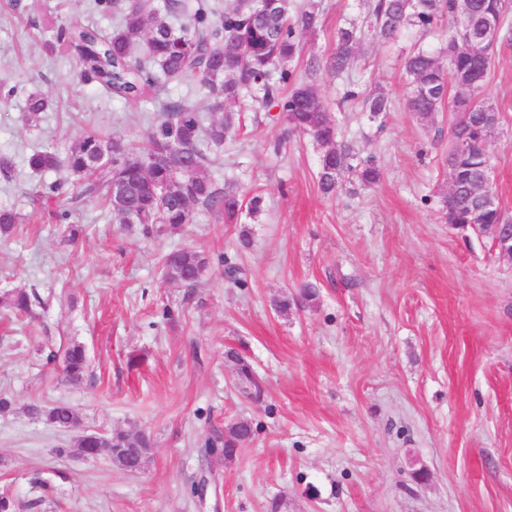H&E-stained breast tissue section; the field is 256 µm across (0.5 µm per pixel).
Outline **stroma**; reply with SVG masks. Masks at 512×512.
I'll return each mask as SVG.
<instances>
[{"mask_svg":"<svg viewBox=\"0 0 512 512\" xmlns=\"http://www.w3.org/2000/svg\"><path fill=\"white\" fill-rule=\"evenodd\" d=\"M319 3L302 41L326 56L364 2ZM53 22L116 24L105 2L0 0V158L12 165L0 207L21 216L0 238V292L31 300L26 315L0 305V396L11 401L0 412V494L12 512H268L275 500L279 512H512V259L442 218L448 115L428 124L404 106L401 58L417 34L365 41L348 79L318 81L342 140L374 156L376 184L323 196L311 139L272 152L277 108L249 112L211 149L210 171L261 196L260 215L227 224L201 213L178 234L147 237L95 200L54 223L49 186L70 175L33 173L29 155L88 132L141 143L170 99L217 114L184 81L112 99L80 77L71 51H47ZM349 83L383 89L391 112L338 111ZM489 92L503 115L488 145L493 188L512 214V46L497 53ZM33 93L49 101L35 123ZM179 248L213 260L196 286L164 274ZM307 283L315 299L296 304ZM73 343L90 363L79 383L45 360ZM241 359L261 399L240 384ZM57 402L74 408L77 429L46 421ZM242 419L254 431L247 447L230 460L205 454L207 438ZM81 431L145 435L151 451L130 473L108 453L71 451Z\"/></svg>","mask_w":512,"mask_h":512,"instance_id":"obj_1","label":"stroma"}]
</instances>
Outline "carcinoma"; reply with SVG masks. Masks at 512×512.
<instances>
[{
	"mask_svg": "<svg viewBox=\"0 0 512 512\" xmlns=\"http://www.w3.org/2000/svg\"><path fill=\"white\" fill-rule=\"evenodd\" d=\"M112 7L123 13L112 33L59 26L53 29L50 47L73 50L80 76L114 98L136 101L163 79H183L206 88L213 108L223 116L206 124L189 101L170 99L163 105L165 119L148 133L142 147L90 132L62 154L52 149L34 151L27 160L32 171L48 173L64 167L77 177L79 191L71 197V207L58 213L59 223H68L72 210L87 197L103 202L120 223L142 225L147 234L158 224L171 234L180 232L193 223L199 207L222 216L226 224L238 223L245 210L257 214L261 197L245 200L231 184L217 187L209 169V151L235 129L237 107H276L287 134L313 139L320 148L317 182L324 195H335L346 177L363 185L376 183L379 169L374 158H361L352 146L338 140L336 121L318 93V75H344L368 37L386 42L409 28L427 37L445 23L448 30L438 46H419L402 64L408 111L431 123L445 108L458 113L448 130L444 157L454 193L440 197V212L448 224H476L480 229L512 222L502 207L488 208L482 198L484 190H493L492 185H484L490 167L482 142L502 119L486 92L498 47L512 45L506 0H372L362 24L337 29L335 48L324 61L305 57L301 41L303 32L318 25L317 0H309L291 17L288 3L269 10L260 0H224L222 5L197 0L192 10L187 0H164L161 6L154 0H140L134 10L112 0ZM465 8L474 18L473 32L486 18L499 29L497 40L484 44L478 53L460 44L456 17ZM189 10L190 23L174 28L170 19ZM142 42L147 45L146 64L135 56ZM296 63L304 66L303 80L296 76ZM359 101L374 117L392 108L391 98L383 92L346 91L344 103L352 106ZM47 108L46 98L30 95L28 121L37 122ZM18 223L16 211L0 208L1 236L10 235ZM209 264L201 252L176 249L165 255V275L194 286ZM0 300L21 314L30 309L25 292H7ZM47 360L60 361L73 383L81 381L89 369L84 349L76 344L62 353L49 352ZM43 415L63 428L78 423L76 413L64 402L43 410ZM252 435L248 422H234L224 428V446L219 448L217 441L209 439L208 451L231 458L251 442ZM102 441L105 445L115 442L112 462L125 471L141 466L150 448L143 435L116 434Z\"/></svg>",
	"mask_w": 512,
	"mask_h": 512,
	"instance_id": "carcinoma-1",
	"label": "carcinoma"
}]
</instances>
